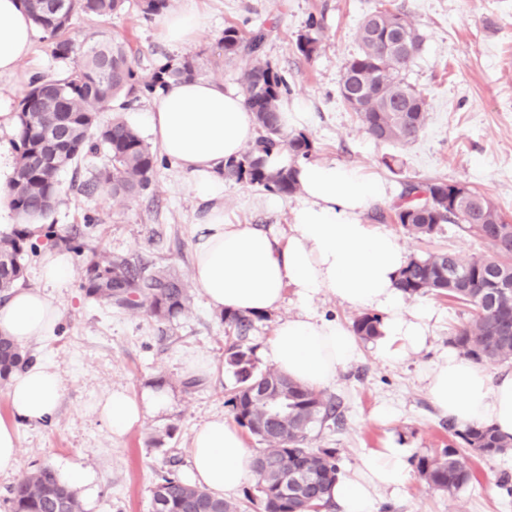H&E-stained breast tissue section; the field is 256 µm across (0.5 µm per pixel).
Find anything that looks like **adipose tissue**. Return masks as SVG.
Wrapping results in <instances>:
<instances>
[{
  "mask_svg": "<svg viewBox=\"0 0 512 512\" xmlns=\"http://www.w3.org/2000/svg\"><path fill=\"white\" fill-rule=\"evenodd\" d=\"M207 24L195 0H183L178 10L159 16L157 30L167 43L180 46ZM33 36L22 0H0V76L15 73L31 51ZM142 121L162 151L179 163L195 196L209 205L192 265L194 285L208 304L220 312L264 315L293 300L296 313L280 320L262 351L275 370L318 390L359 357L352 330L313 311L314 299L323 294L381 314L375 347L383 359L398 363L425 346L436 314L422 305L407 306L396 286L408 262L406 251L392 231L365 220L386 193L382 183L357 168L320 159L297 161L281 151L267 158V168L294 167L300 186L287 237L251 224H228L221 167L256 137L242 93L204 77L172 81L157 90ZM71 275L68 258L48 249L42 286L15 289L0 304V335L22 346L52 335L62 311L50 290ZM425 380L433 404L459 430L485 425L512 439V369L494 373L451 351ZM6 387L14 418L0 420V475L16 469L19 423L52 418L62 390L59 373L49 364L13 372ZM167 406L161 389L138 396L115 389L96 402L95 410L119 438ZM406 457V449L391 443L364 455L354 476L331 488L339 512H375L379 491H397L405 484ZM251 461L241 431L216 417L193 434L188 477L216 497H229L250 476Z\"/></svg>",
  "mask_w": 512,
  "mask_h": 512,
  "instance_id": "adipose-tissue-1",
  "label": "adipose tissue"
}]
</instances>
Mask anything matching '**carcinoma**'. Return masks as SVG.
<instances>
[{"mask_svg": "<svg viewBox=\"0 0 512 512\" xmlns=\"http://www.w3.org/2000/svg\"><path fill=\"white\" fill-rule=\"evenodd\" d=\"M128 0H23L35 26L49 40L52 57L66 66L58 77L36 75L17 112V161L8 187V201L16 224L0 234V299L25 281L26 261L37 254V240L64 248L81 267L80 288L85 297L118 309H140L158 322L170 321L190 305L191 286L170 266L156 267L139 256L110 254L90 248L83 236L56 228L45 220L61 202L58 174L75 169L87 158L102 156L92 180L81 185L89 191L106 188L112 198L134 197L148 189L158 156L137 130L120 114L139 95L152 93L169 80L197 74L195 59L171 58L147 74L137 73L125 43L99 29L79 44L67 36L80 16L103 19L125 11ZM141 17L150 21L168 7V0H136ZM318 28L299 35L297 51L307 60L318 55ZM400 31L407 46L397 52L390 37ZM267 33L263 28L244 35L238 28L224 29V59L247 60L240 76L244 102L254 114L258 137L238 157L224 163V178L258 185L289 195L299 191L291 168L269 170L265 156L288 150L308 158L313 150L304 134L285 135L278 120L279 105L288 92L286 78L264 57ZM359 51L344 65L339 94L374 140L407 144L422 132L427 120L426 100L407 83L401 71L420 52L423 38L399 11L376 8L358 31ZM364 87L356 99L345 89L350 79ZM119 112L106 124L98 114ZM394 221L417 237H431L443 224H459L470 236L489 246V252L463 258L452 251L412 256L402 270L398 288L409 298L427 293L446 295L470 308V317L457 327L449 343L461 354L480 362H512V297L497 296L496 272H512V247L498 244L502 230L512 222L483 194L458 182L443 179L405 181L394 205ZM226 335L224 364L236 386L227 399L236 422L265 444L253 458L263 512H305L332 508L325 498L336 483L339 468L334 448H313L311 433L336 417V404L321 391L305 387L274 369L259 370L247 345L253 320L239 312H222ZM381 316L363 313L352 330L364 341L379 336ZM30 362L27 351L0 336V381ZM280 419L268 425L272 407ZM448 432L483 457L504 455L512 441L486 426ZM415 467L428 488L455 498L473 480L469 458L453 445L423 455ZM293 471L305 476L303 500L284 496V478ZM8 512H82L78 492L63 483L49 466L40 467L11 485ZM211 512H239L240 505L211 497L205 490L183 482L174 472L162 475L153 488L154 512H189L191 506Z\"/></svg>", "mask_w": 512, "mask_h": 512, "instance_id": "carcinoma-1", "label": "carcinoma"}]
</instances>
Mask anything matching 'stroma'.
Returning <instances> with one entry per match:
<instances>
[{"mask_svg":"<svg viewBox=\"0 0 512 512\" xmlns=\"http://www.w3.org/2000/svg\"><path fill=\"white\" fill-rule=\"evenodd\" d=\"M381 5L404 13L424 38L421 52L402 76L424 93L427 122L418 138L404 145L370 138L339 96L344 63L359 49L358 28ZM197 6L210 25L182 46L163 42L156 21L143 20L133 6L104 23L75 19L69 36L78 43L88 30L102 27L126 43L137 71L188 55L196 58L200 76L234 87L244 63L225 61V28L234 25L248 32L266 25L267 58L285 76L288 100L303 102L310 114L304 132L314 157L359 168L384 183L386 194L376 209L389 211L403 180L438 178L487 196L512 221V0H197ZM312 18L320 23V51L309 61L297 53L296 39ZM60 70L48 41L36 36L32 54L17 72L0 77V106L16 111L33 76L54 77ZM390 154L400 159V173L383 165ZM89 177L84 166L60 174L67 194L48 223L69 231L83 228L85 216H95L90 246L170 264L191 277L206 204L191 191L176 161L158 166L151 186L124 200L99 190L83 193L80 186ZM269 196L263 188L225 180V223L252 224L287 236L297 198L285 196L273 208ZM390 229L411 256L451 250L470 257L488 251L485 243L454 224L443 225L429 238L410 235L395 223ZM52 294L62 308L61 321L52 336L29 346L28 353L33 362L57 368L62 396L52 420L19 424L17 470L0 476V512H7L8 487L43 466L92 470L97 492L91 512H152L158 473L172 469L185 476L195 428L217 416L234 420L227 404L235 385L232 372L217 381L202 377L192 390L182 386L189 377L188 357L223 360L220 314L197 288L189 308L166 323L142 311L86 299L76 274ZM418 301L441 314L422 351L394 364L379 357L372 343L361 342L360 357L325 389L339 418L315 428L312 445L337 449L341 475H351L364 454L392 438L412 457L442 451L451 441L423 375L448 351V338L467 320L468 311L445 296L427 294ZM159 382L170 398L168 410L123 437H113L94 411L95 402L114 389L138 395ZM383 408L390 412L385 420L379 416ZM471 465L475 479L456 500L428 489L412 469L401 493H379L375 512H512V497L496 486L498 477L512 475V452L491 459L475 455Z\"/></svg>","mask_w":512,"mask_h":512,"instance_id":"obj_1","label":"stroma"}]
</instances>
